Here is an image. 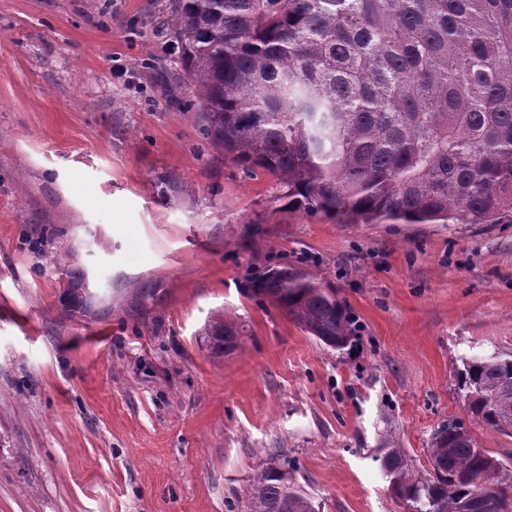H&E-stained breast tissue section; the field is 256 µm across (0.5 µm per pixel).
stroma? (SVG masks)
Here are the masks:
<instances>
[{
    "mask_svg": "<svg viewBox=\"0 0 512 512\" xmlns=\"http://www.w3.org/2000/svg\"><path fill=\"white\" fill-rule=\"evenodd\" d=\"M168 0H0V512H242L288 460L319 512H404L457 371L512 355V224H337L205 140ZM335 289L352 347L248 279ZM247 332L217 358L218 314Z\"/></svg>",
    "mask_w": 512,
    "mask_h": 512,
    "instance_id": "obj_1",
    "label": "stroma"
}]
</instances>
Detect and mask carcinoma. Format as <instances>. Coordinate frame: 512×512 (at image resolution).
I'll list each match as a JSON object with an SVG mask.
<instances>
[{"label": "carcinoma", "mask_w": 512, "mask_h": 512, "mask_svg": "<svg viewBox=\"0 0 512 512\" xmlns=\"http://www.w3.org/2000/svg\"><path fill=\"white\" fill-rule=\"evenodd\" d=\"M166 31L199 105L201 134L277 199L340 224H512V0H171ZM304 332L339 349L353 336L336 291L286 267L248 281ZM230 354L244 327L210 324ZM472 422L512 417V355L463 361ZM432 471L384 448L392 494L413 512H512V473L455 422L435 430ZM497 469L493 488L475 482ZM316 512L288 467L250 479L245 507Z\"/></svg>", "instance_id": "obj_1"}]
</instances>
